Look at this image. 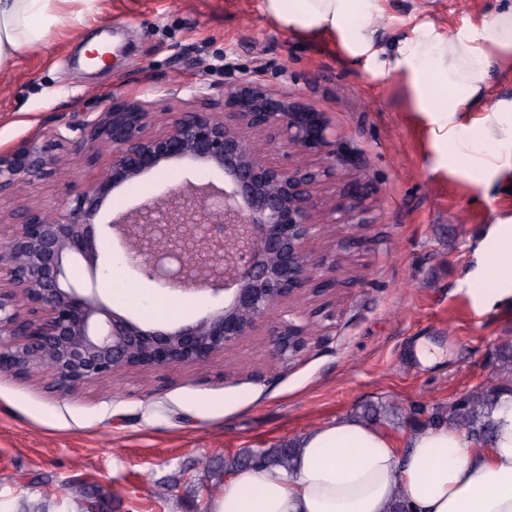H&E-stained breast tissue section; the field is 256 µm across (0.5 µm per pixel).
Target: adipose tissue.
<instances>
[{
  "label": "adipose tissue",
  "mask_w": 512,
  "mask_h": 512,
  "mask_svg": "<svg viewBox=\"0 0 512 512\" xmlns=\"http://www.w3.org/2000/svg\"><path fill=\"white\" fill-rule=\"evenodd\" d=\"M63 0H0V69L43 44ZM266 11L307 38L335 40L348 56L408 77L415 111L427 114L437 147L484 187L512 174V100L488 102L496 69L512 65V0L479 25L448 34L427 23L385 52L369 35L381 0H264ZM487 272L481 299H512V216L496 218L477 246ZM491 437L443 422L404 444L352 416L302 434L290 470L246 473L225 486L214 512H512V392L501 394Z\"/></svg>",
  "instance_id": "adipose-tissue-1"
}]
</instances>
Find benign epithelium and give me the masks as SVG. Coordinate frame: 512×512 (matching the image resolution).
<instances>
[{"label": "benign epithelium", "instance_id": "1", "mask_svg": "<svg viewBox=\"0 0 512 512\" xmlns=\"http://www.w3.org/2000/svg\"><path fill=\"white\" fill-rule=\"evenodd\" d=\"M210 90L196 85L199 107L185 112L114 100L97 117L67 125L80 130L76 140L55 130L0 151V201L61 169L66 143L86 168L97 163L95 146L112 153L106 177L86 181L53 214L32 203L9 211L8 231L0 229L1 374H46L66 395L134 367L205 365L261 327L274 360L291 361L305 349L316 325L302 307L303 290L335 284L336 256L357 244L355 234L338 237L335 228L353 223L363 189L353 181L330 202L319 196L335 163L325 154L331 124L315 105L247 74L224 86L219 111ZM271 152L282 160L271 161ZM174 160L221 170L224 188L187 182L108 228L147 279L211 286L215 294L222 287L227 301L191 324L155 329L111 311L70 273L81 261L97 271L96 218L112 190ZM316 238L332 239L331 252L313 253Z\"/></svg>", "mask_w": 512, "mask_h": 512}]
</instances>
